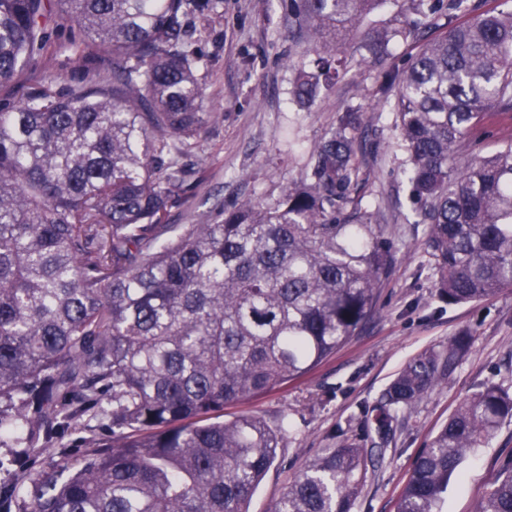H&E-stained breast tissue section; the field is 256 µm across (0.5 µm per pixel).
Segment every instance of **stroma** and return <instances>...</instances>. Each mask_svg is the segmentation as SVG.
<instances>
[{"label":"stroma","mask_w":512,"mask_h":512,"mask_svg":"<svg viewBox=\"0 0 512 512\" xmlns=\"http://www.w3.org/2000/svg\"><path fill=\"white\" fill-rule=\"evenodd\" d=\"M196 15L191 32L203 56L197 78L205 89L204 111L213 120L189 158L197 175L185 197L169 208L170 224H212L220 208L245 200L278 198L289 179L306 165L314 145L336 125L347 103L365 110L364 125L375 139H363L358 194L380 201L377 222L394 235L397 260L381 289L378 311L357 336L307 375L224 410L225 418L247 412L269 426H287L284 446L249 501L248 512H270L288 484L328 449L338 431L356 424L403 367L419 353L443 349L459 333L471 338L468 352L416 406L404 411L393 443L368 468L353 512H395L413 461L460 403L493 381L512 387V288L478 302L450 306L437 294L429 264L424 225L418 224L410 186L402 172L395 114L377 106L383 71L398 69L416 51L409 41L394 42L382 65L363 61L358 36L342 50L347 72L321 89L311 107L291 100L296 71L306 57L304 40L288 31L283 0H215ZM70 27L53 29L46 50L16 87L0 97L20 99L55 77L65 87L86 69L112 70L111 60L77 63L67 49ZM512 141V110L490 113L458 151V166L475 155ZM512 457V421L504 422L485 447L463 463L448 483L446 512H475L496 485L504 461Z\"/></svg>","instance_id":"obj_1"}]
</instances>
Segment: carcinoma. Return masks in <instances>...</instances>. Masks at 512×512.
Segmentation results:
<instances>
[{
	"label": "carcinoma",
	"instance_id": "obj_1",
	"mask_svg": "<svg viewBox=\"0 0 512 512\" xmlns=\"http://www.w3.org/2000/svg\"><path fill=\"white\" fill-rule=\"evenodd\" d=\"M385 0H288L309 26L307 106L340 76L337 51ZM414 15L368 32L382 59L421 44L380 87L395 112L403 174L438 296L480 301L512 288V144L455 164L495 108L512 109V9L484 0H391ZM211 0H0V87L41 59L49 28L78 30L77 62L108 56L64 88L0 99V439L25 444L30 508L0 456V512H247L285 429L224 407L311 372L377 306L396 257L389 232L351 198L360 108L345 107L298 179L214 224H165L191 188L187 161L213 119L196 77L191 18ZM442 28L424 42V32ZM458 336L412 359L357 430L300 474L271 512H353L366 460L392 443L399 413L468 351ZM109 437L49 477L41 458L84 418ZM507 420L512 389L486 383L418 456L396 512H442L451 476ZM477 512H512V459Z\"/></svg>",
	"mask_w": 512,
	"mask_h": 512
}]
</instances>
